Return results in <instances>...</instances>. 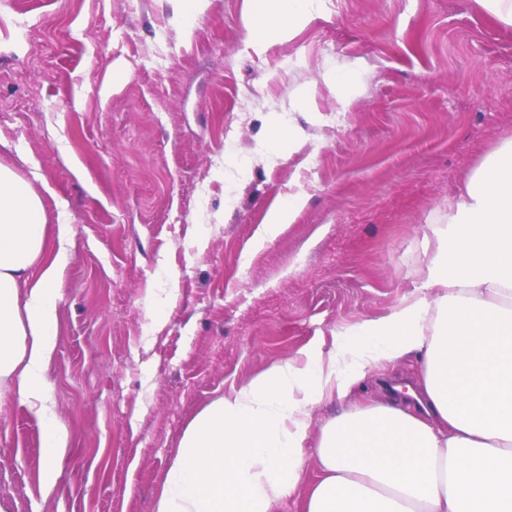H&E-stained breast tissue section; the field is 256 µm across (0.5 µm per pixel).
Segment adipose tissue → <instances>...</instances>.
Here are the masks:
<instances>
[{
	"instance_id": "adipose-tissue-1",
	"label": "adipose tissue",
	"mask_w": 512,
	"mask_h": 512,
	"mask_svg": "<svg viewBox=\"0 0 512 512\" xmlns=\"http://www.w3.org/2000/svg\"><path fill=\"white\" fill-rule=\"evenodd\" d=\"M248 2L247 41L261 51L322 0ZM436 235L419 295L200 412L155 512H275L291 497L298 512H512V138L466 176ZM66 243L33 187L0 165V398L16 394L46 425L49 486L68 443L45 378ZM408 356L422 366L425 416L360 400L315 427V406L347 399L381 362ZM310 452L321 474L300 497Z\"/></svg>"
}]
</instances>
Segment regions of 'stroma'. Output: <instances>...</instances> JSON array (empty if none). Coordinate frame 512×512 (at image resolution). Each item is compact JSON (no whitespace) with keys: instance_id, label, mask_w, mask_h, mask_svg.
Masks as SVG:
<instances>
[{"instance_id":"stroma-1","label":"stroma","mask_w":512,"mask_h":512,"mask_svg":"<svg viewBox=\"0 0 512 512\" xmlns=\"http://www.w3.org/2000/svg\"><path fill=\"white\" fill-rule=\"evenodd\" d=\"M249 22L247 0H0V164L70 253L46 372L63 472L44 492L46 427L1 400L5 512H154L213 399L416 295L463 175L512 137V26L477 0H323L260 55ZM398 380L415 359L364 394ZM299 196H288L277 209L273 210L264 224L262 231V240H271L276 237L281 229V224L292 223L294 215L300 206Z\"/></svg>"}]
</instances>
